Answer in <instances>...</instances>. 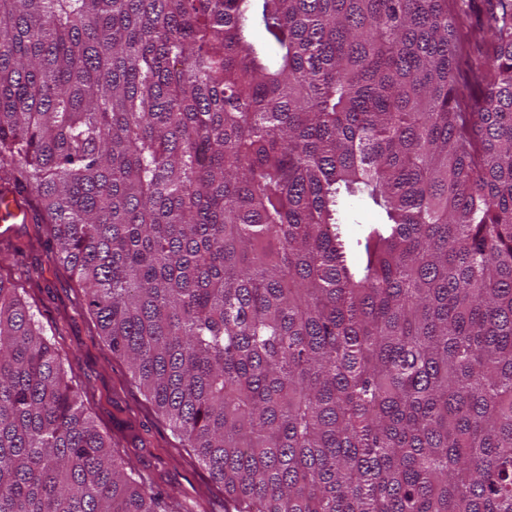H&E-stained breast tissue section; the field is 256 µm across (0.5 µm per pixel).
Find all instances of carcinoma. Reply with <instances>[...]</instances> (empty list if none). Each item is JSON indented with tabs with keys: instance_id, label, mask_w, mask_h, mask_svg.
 <instances>
[{
	"instance_id": "cac0c4a2",
	"label": "carcinoma",
	"mask_w": 512,
	"mask_h": 512,
	"mask_svg": "<svg viewBox=\"0 0 512 512\" xmlns=\"http://www.w3.org/2000/svg\"><path fill=\"white\" fill-rule=\"evenodd\" d=\"M2 183L228 509L512 512V0H0ZM111 448L0 279V512Z\"/></svg>"
}]
</instances>
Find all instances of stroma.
Wrapping results in <instances>:
<instances>
[{"instance_id":"1","label":"stroma","mask_w":512,"mask_h":512,"mask_svg":"<svg viewBox=\"0 0 512 512\" xmlns=\"http://www.w3.org/2000/svg\"><path fill=\"white\" fill-rule=\"evenodd\" d=\"M0 278L18 288L43 324L66 378L98 430L132 461L154 492L176 493L194 512H225L224 493L193 450L145 397L126 362L100 335L70 273L54 260L43 228L26 221L0 229Z\"/></svg>"}]
</instances>
